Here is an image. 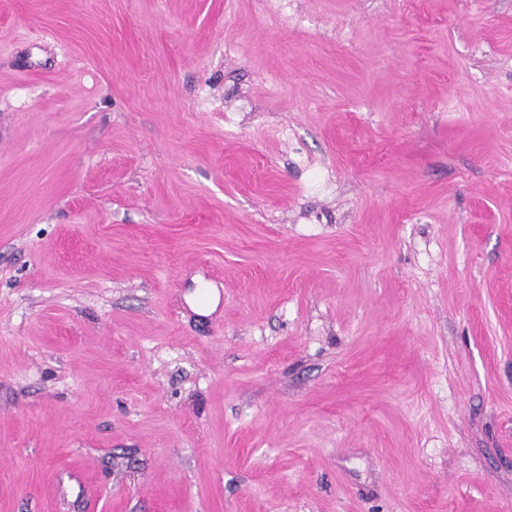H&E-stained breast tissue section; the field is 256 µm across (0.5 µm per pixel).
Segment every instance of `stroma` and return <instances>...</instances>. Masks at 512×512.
Returning a JSON list of instances; mask_svg holds the SVG:
<instances>
[{"label": "stroma", "mask_w": 512, "mask_h": 512, "mask_svg": "<svg viewBox=\"0 0 512 512\" xmlns=\"http://www.w3.org/2000/svg\"><path fill=\"white\" fill-rule=\"evenodd\" d=\"M0 512H512V0H0Z\"/></svg>", "instance_id": "35a3bbf8"}]
</instances>
